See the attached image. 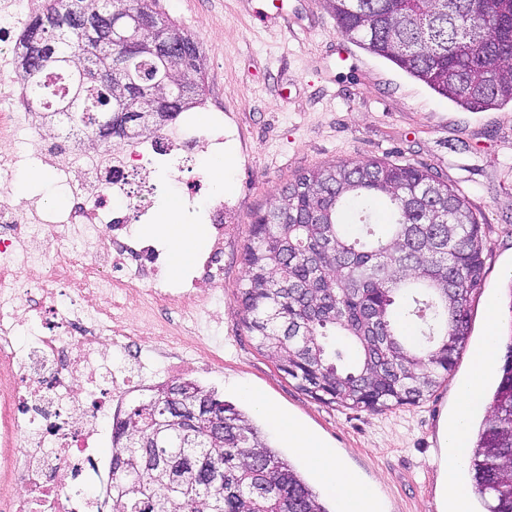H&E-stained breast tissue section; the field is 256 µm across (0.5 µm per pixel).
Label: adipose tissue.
<instances>
[{
    "mask_svg": "<svg viewBox=\"0 0 512 512\" xmlns=\"http://www.w3.org/2000/svg\"><path fill=\"white\" fill-rule=\"evenodd\" d=\"M151 232L172 241V269L177 272L192 260L202 246L206 227L184 223L180 211L170 206ZM497 317L496 307H489L487 319L490 326L487 334L473 351L472 370L457 387L456 410L442 428L444 451L441 456V474L443 480L452 485L448 512H470L471 490L454 485L453 479L469 457L467 436L470 417L472 413L487 408L483 389L486 380L495 373L497 367V336L494 328ZM241 394L269 420L289 447L295 448L303 456L329 494L335 498L337 512H379L375 492L361 486L330 448L307 432L295 419L282 414L262 394L247 387L242 388Z\"/></svg>",
    "mask_w": 512,
    "mask_h": 512,
    "instance_id": "obj_1",
    "label": "adipose tissue"
}]
</instances>
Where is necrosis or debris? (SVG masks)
<instances>
[{"label":"necrosis or debris","instance_id":"obj_1","mask_svg":"<svg viewBox=\"0 0 512 512\" xmlns=\"http://www.w3.org/2000/svg\"><path fill=\"white\" fill-rule=\"evenodd\" d=\"M34 10V0L0 6V512H106L107 498L83 492L110 476L99 453L105 419L153 377V360L208 364L186 341L201 289L224 283V200L199 173L202 150L223 153L224 133L176 125L94 151L43 136L15 59ZM28 158L49 167L65 206L15 205L11 187ZM168 164L179 201L213 227L209 252L178 282L162 276L165 247L129 229L131 217H150L144 172ZM145 308L180 320L146 334L136 318Z\"/></svg>","mask_w":512,"mask_h":512}]
</instances>
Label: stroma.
<instances>
[{"instance_id":"stroma-1","label":"stroma","mask_w":512,"mask_h":512,"mask_svg":"<svg viewBox=\"0 0 512 512\" xmlns=\"http://www.w3.org/2000/svg\"><path fill=\"white\" fill-rule=\"evenodd\" d=\"M262 0H158L159 12L198 41L205 95L187 113L197 125L224 119V286L204 295L200 334L217 356L194 378L250 415L271 446L307 478L315 475L267 418L240 395L259 392L328 443L343 465L374 486L380 512H447L440 433L455 406V371L427 400L384 413L339 409L300 391L258 353L235 296L243 248L257 211L280 187L341 160L418 163L459 189L484 225L486 276L471 307V343L485 335L489 302L497 333L512 320V103L467 112L389 61L341 36L325 0H283V23H255Z\"/></svg>"}]
</instances>
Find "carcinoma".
Here are the masks:
<instances>
[{
	"label": "carcinoma",
	"instance_id": "1",
	"mask_svg": "<svg viewBox=\"0 0 512 512\" xmlns=\"http://www.w3.org/2000/svg\"><path fill=\"white\" fill-rule=\"evenodd\" d=\"M40 0L17 44L46 99L43 119L105 146L166 73L187 84L151 140L201 103L198 42L157 0ZM338 32L469 112L512 102V0H326ZM128 4L181 44L162 61L139 31L115 67L71 23ZM385 202L382 220L375 206ZM238 288L256 350L314 400L382 412L416 405L467 347L485 275L483 224L460 191L416 164L340 161L299 175L256 216ZM469 460L486 512H512V342ZM111 512H329L310 483L235 405L189 381L158 384L112 421Z\"/></svg>",
	"mask_w": 512,
	"mask_h": 512
}]
</instances>
